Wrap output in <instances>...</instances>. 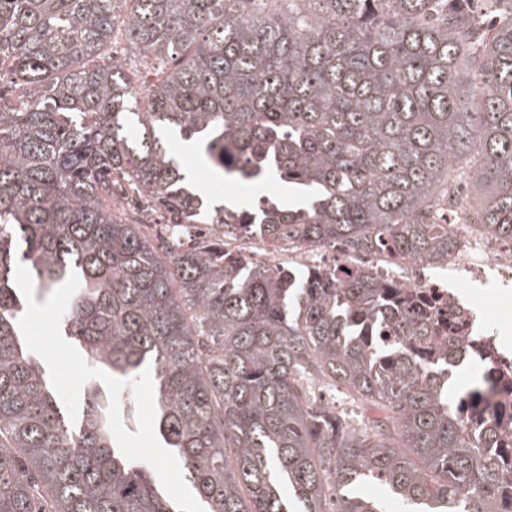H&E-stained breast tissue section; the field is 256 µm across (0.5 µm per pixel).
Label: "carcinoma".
Returning <instances> with one entry per match:
<instances>
[{"label": "carcinoma", "mask_w": 512, "mask_h": 512, "mask_svg": "<svg viewBox=\"0 0 512 512\" xmlns=\"http://www.w3.org/2000/svg\"><path fill=\"white\" fill-rule=\"evenodd\" d=\"M123 37L150 87L107 56ZM0 512H178L131 463L88 385L76 421L27 349L37 295L74 272L64 332L126 380L205 512H512L498 430L464 417L458 350L370 272L289 273L224 252V229L414 260L456 241L427 215L467 177L512 244V0H0ZM143 99V111L129 104ZM274 175L294 205L206 204L172 154ZM341 387L337 412L314 386Z\"/></svg>", "instance_id": "carcinoma-1"}]
</instances>
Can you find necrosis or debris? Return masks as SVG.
<instances>
[{"label": "necrosis or debris", "mask_w": 512, "mask_h": 512, "mask_svg": "<svg viewBox=\"0 0 512 512\" xmlns=\"http://www.w3.org/2000/svg\"><path fill=\"white\" fill-rule=\"evenodd\" d=\"M448 230L456 249L435 266L393 255L364 258L342 245L292 248L271 243L256 232L225 238L224 248L241 254L244 261L281 269H365L378 281L410 292L414 309L432 322L436 336L457 345L461 366L476 365L483 388L472 412L495 424L503 447L508 448L512 446V352L499 349L500 325L486 317L482 295L484 286L493 283L512 297V248L489 247L462 210L449 216Z\"/></svg>", "instance_id": "1"}]
</instances>
